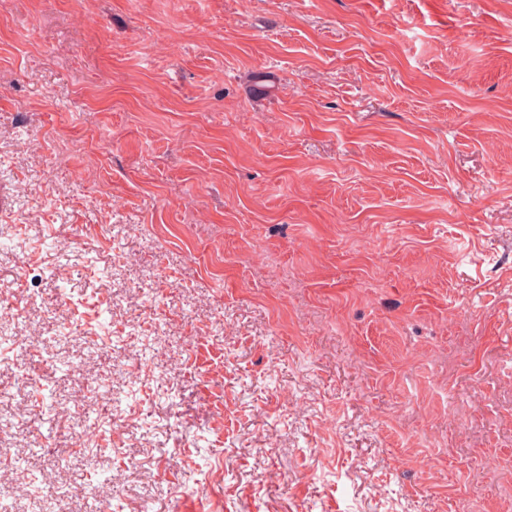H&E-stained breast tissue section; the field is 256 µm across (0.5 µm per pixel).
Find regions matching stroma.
<instances>
[{
  "instance_id": "stroma-1",
  "label": "stroma",
  "mask_w": 512,
  "mask_h": 512,
  "mask_svg": "<svg viewBox=\"0 0 512 512\" xmlns=\"http://www.w3.org/2000/svg\"><path fill=\"white\" fill-rule=\"evenodd\" d=\"M16 293V512H512V0H0Z\"/></svg>"
}]
</instances>
